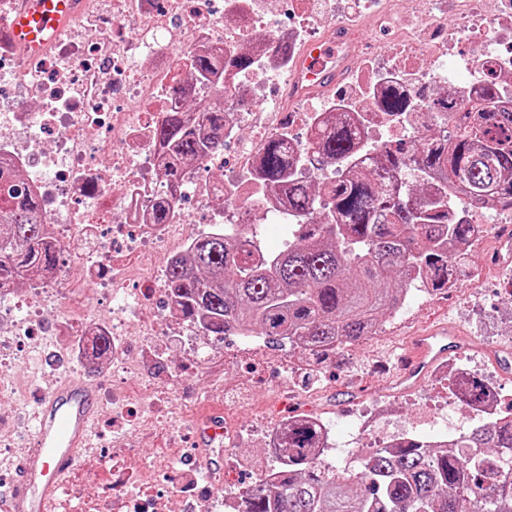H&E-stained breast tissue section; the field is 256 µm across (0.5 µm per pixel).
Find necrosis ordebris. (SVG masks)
<instances>
[{
	"instance_id": "obj_1",
	"label": "necrosis or debris",
	"mask_w": 512,
	"mask_h": 512,
	"mask_svg": "<svg viewBox=\"0 0 512 512\" xmlns=\"http://www.w3.org/2000/svg\"><path fill=\"white\" fill-rule=\"evenodd\" d=\"M298 22L276 26L267 0H106L66 29L51 49L34 53L9 36L21 0H0V159L13 165L21 187L38 195L42 216L62 253L56 271H72L99 283L95 297L112 317L94 335L112 341V373L140 370L141 354L152 336L179 340L190 355L185 367L202 372L214 350L202 329L172 317L170 296L157 252L182 256L192 246L187 227L196 223L186 207L195 198L210 210L214 224L230 225L242 240L250 222L288 232L299 217L270 202L259 172V150L271 136L295 143L315 129L321 117L336 114L355 121L372 160L374 148L411 139L414 127L387 111L391 91L404 99L422 98L437 134L448 121L438 114L440 95L459 103L486 83L512 78V15L494 12L489 0H456L457 18L448 23L443 0H332L322 18L299 0ZM390 35L388 53L363 54L357 25L362 20ZM345 38L350 62L342 88L309 102L307 94L285 98L277 80L293 75L295 60L273 52L329 43V28ZM472 55L458 51L462 41ZM204 50L232 60L246 53L257 65L248 76L228 68L225 86H240L260 108L233 105L224 122V144L232 153L226 178L209 179L210 161L187 175L172 201L170 223L152 220V207L167 187L160 170L155 130L172 101L190 103L205 90L176 72L185 52ZM138 108H129V101ZM122 194H114L116 184ZM52 278L32 285L29 295L0 290V385L8 387L11 359L26 348L38 309L56 306L66 313ZM352 442L390 446L404 436L400 425L360 414L350 417ZM229 471L199 469L186 491L144 494L121 485L126 512H191L194 502L208 512H239L224 495Z\"/></svg>"
}]
</instances>
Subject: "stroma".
<instances>
[{"label": "stroma", "instance_id": "1", "mask_svg": "<svg viewBox=\"0 0 512 512\" xmlns=\"http://www.w3.org/2000/svg\"><path fill=\"white\" fill-rule=\"evenodd\" d=\"M484 276L483 283L475 286L470 285L468 277H461L458 290L431 295L408 317H384L375 335L330 356L321 369L314 366L310 357L288 345L267 341L242 345L235 337L228 336L214 340L216 355L206 374L186 372L179 381L158 378L154 384L168 390L172 418L184 415L179 389L192 387L199 398L196 411H203L208 405L222 409L235 424L245 428L260 420L276 421L300 410L332 417L371 409L415 423L421 413L447 405L453 388L452 373L455 367L465 363L481 365L492 373L501 385L503 396L512 399V371L502 364L512 348V282L499 277L497 269L492 267H485ZM42 321L44 336L22 355L18 365L11 367V374L19 375L27 370L41 377L61 378L66 369L74 367V360L68 356L58 368L43 363L44 350L59 352L64 345H77L79 339L55 335L54 311H45ZM443 322L460 328L467 339L466 347L450 356L446 365L433 368L420 384H396L393 374L409 336L422 327ZM287 366L295 372L297 388L318 386L314 398L292 396L285 400L275 393L280 371ZM111 426L109 418L98 417L97 434L91 439L98 453L82 455L67 479L63 500L72 512H108L116 474H125L128 480L135 481L143 476L161 477L168 471L175 446L172 431L143 418H134L127 434L129 439H141L142 445L139 456L129 458L113 453L112 441L107 437Z\"/></svg>", "mask_w": 512, "mask_h": 512}]
</instances>
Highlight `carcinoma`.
Listing matches in <instances>:
<instances>
[{
	"label": "carcinoma",
	"instance_id": "1",
	"mask_svg": "<svg viewBox=\"0 0 512 512\" xmlns=\"http://www.w3.org/2000/svg\"><path fill=\"white\" fill-rule=\"evenodd\" d=\"M183 66L214 85V59L205 52ZM224 110L195 106L171 111L156 130L164 149L163 176L170 192L184 179L186 158L200 161L224 145ZM453 130L438 137L433 125L409 141L380 147L385 173L395 179L415 167L439 176L438 189L412 201L381 188L361 168L356 124L323 120L304 149L345 172L311 199L294 169V146L274 138L260 148L264 185L300 214L288 248L257 261L222 231L202 233L184 263L166 269L172 302L185 319L217 338L256 332L269 341H301L316 355L352 345L377 331L380 319L401 304L415 281L448 289L465 272L473 225L453 210L448 192L512 212V93L491 83L449 113ZM0 289L56 266L57 245L42 224L40 201L18 188L13 170L0 165ZM465 403L483 386L460 379ZM318 428L295 420L282 434L286 463L278 481L256 478L242 512H512V416L478 424L453 444L418 437L360 458L356 473L335 472L314 457ZM363 486L352 491L350 482Z\"/></svg>",
	"mask_w": 512,
	"mask_h": 512
}]
</instances>
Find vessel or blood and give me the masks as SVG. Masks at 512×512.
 <instances>
[{
    "mask_svg": "<svg viewBox=\"0 0 512 512\" xmlns=\"http://www.w3.org/2000/svg\"><path fill=\"white\" fill-rule=\"evenodd\" d=\"M80 4L81 0H25L10 25V35L25 48L41 51L60 36ZM338 74L327 48L314 45L301 53L293 79L329 90L336 86ZM463 342L462 334L445 324L412 336L401 360V382L421 381L435 364L461 351ZM97 413L98 386L89 379L64 381L42 399L31 441L14 463V480L0 491V512H49L60 502L65 476L77 466L81 449L90 445ZM205 419L207 426L197 436L205 454L198 462L220 470L224 456L210 453L209 447L224 426L223 416L209 411Z\"/></svg>",
    "mask_w": 512,
    "mask_h": 512,
    "instance_id": "vessel-or-blood-1",
    "label": "vessel or blood"
}]
</instances>
